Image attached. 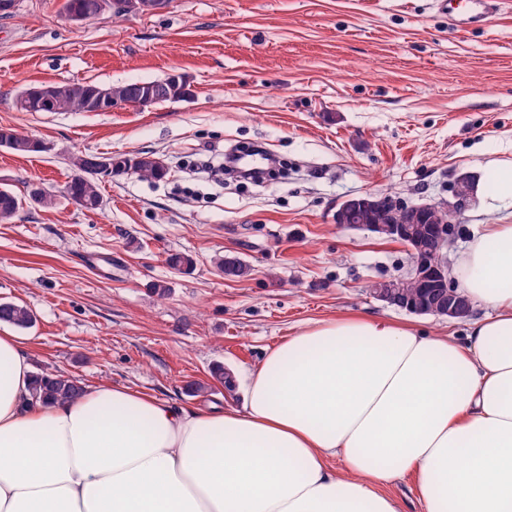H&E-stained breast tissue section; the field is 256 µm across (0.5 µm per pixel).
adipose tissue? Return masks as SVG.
<instances>
[{"mask_svg": "<svg viewBox=\"0 0 512 512\" xmlns=\"http://www.w3.org/2000/svg\"><path fill=\"white\" fill-rule=\"evenodd\" d=\"M452 274L489 315L464 339L353 314L268 349L242 408L99 383L43 403L0 332V512H512V224ZM390 490L400 500L405 512H422L411 477L396 481L390 486Z\"/></svg>", "mask_w": 512, "mask_h": 512, "instance_id": "ef3b65f1", "label": "adipose tissue"}]
</instances>
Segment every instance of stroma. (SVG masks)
<instances>
[{"mask_svg":"<svg viewBox=\"0 0 512 512\" xmlns=\"http://www.w3.org/2000/svg\"><path fill=\"white\" fill-rule=\"evenodd\" d=\"M62 2L19 0L0 17V128L42 144L27 155L0 147V187L23 198L41 182L58 194L0 223V302L34 314L20 332L34 371L237 407L267 348L311 320L366 313L464 338V321L374 299L371 284L406 274L409 252L334 215L366 193L448 202L461 176L512 160V0L464 32L435 0H171L158 14L78 24ZM172 74L189 97L109 112L15 106L42 83ZM251 143L287 173L222 187L183 171ZM142 153L163 178L100 176L97 211L63 196L71 156ZM510 222L512 209L472 202L452 225L449 261L478 225ZM173 252L191 254L193 270L171 269ZM228 255L249 275L224 279L216 262ZM217 363L231 387L212 381ZM193 382L208 393L189 395Z\"/></svg>","mask_w":512,"mask_h":512,"instance_id":"obj_1","label":"stroma"}]
</instances>
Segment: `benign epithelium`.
I'll use <instances>...</instances> for the list:
<instances>
[{
    "label": "benign epithelium",
    "instance_id": "1",
    "mask_svg": "<svg viewBox=\"0 0 512 512\" xmlns=\"http://www.w3.org/2000/svg\"><path fill=\"white\" fill-rule=\"evenodd\" d=\"M454 202L409 205L397 198L379 194H363L345 200L336 210L335 222L348 223L351 214L370 217L366 228L387 239L404 244L410 254V268L405 275L374 283L370 293L375 299L410 313L458 319L471 311L468 296L448 282L447 251L451 241L449 224L469 206L471 191L457 180L453 188ZM407 211L409 221L395 215ZM407 281L420 288L410 300L402 291Z\"/></svg>",
    "mask_w": 512,
    "mask_h": 512
}]
</instances>
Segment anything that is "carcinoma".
Returning a JSON list of instances; mask_svg holds the SVG:
<instances>
[{
  "mask_svg": "<svg viewBox=\"0 0 512 512\" xmlns=\"http://www.w3.org/2000/svg\"><path fill=\"white\" fill-rule=\"evenodd\" d=\"M63 10L67 16L82 22L99 15L97 0H64ZM61 96L54 93V85L28 88L17 99V107L25 112H104L117 99L125 104L148 106L160 102L179 100L189 94L184 79L168 76L164 79L131 82L102 87L95 83L62 84ZM0 147L17 154L39 151L40 144L29 136L12 129H0ZM101 156H79L70 158L74 174L64 186V194L86 210H97L103 204L97 176L101 174ZM116 170H133L146 178H161L165 169L152 156L140 155L134 158L113 159ZM55 194L41 184L30 185L28 203L41 207L54 204ZM23 209V203L12 191L0 188V222L8 223ZM168 264L177 271H190L195 266L192 255L183 252L172 253ZM221 273L232 278H244L249 267L237 257L226 256L219 261ZM0 322L17 328H28L34 322L33 313L25 306L14 302H0ZM83 392V383L66 374H39L36 376L34 397L41 401L74 399Z\"/></svg>",
  "mask_w": 512,
  "mask_h": 512,
  "instance_id": "cac0c4a2",
  "label": "carcinoma"
}]
</instances>
